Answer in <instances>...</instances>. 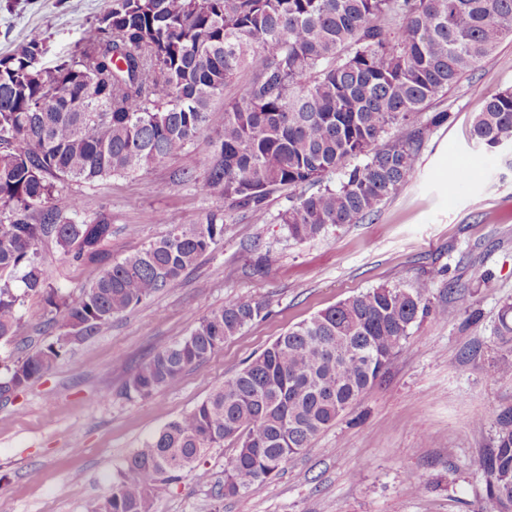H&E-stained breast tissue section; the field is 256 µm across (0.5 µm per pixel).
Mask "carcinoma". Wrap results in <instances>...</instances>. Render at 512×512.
Returning a JSON list of instances; mask_svg holds the SVG:
<instances>
[{
    "label": "carcinoma",
    "instance_id": "obj_1",
    "mask_svg": "<svg viewBox=\"0 0 512 512\" xmlns=\"http://www.w3.org/2000/svg\"><path fill=\"white\" fill-rule=\"evenodd\" d=\"M512 38V0H112L88 35L53 67L37 37L0 57V340L24 327L20 308L42 298L56 341L17 361L0 395L49 373L70 336H92L112 318L175 287L224 233L208 212L172 224L160 239L112 262L78 296L50 286L38 245L53 237L70 260L98 263L112 216L53 205L59 188L133 176L186 149L224 103L206 169L207 197L260 210L293 190L277 215L304 242L357 224L408 184L432 102ZM471 137L486 150L512 143V90L483 94ZM362 156L353 167L347 160ZM340 173L336 185L327 176ZM264 300L231 298L132 375L145 398L204 363L262 316ZM430 311L426 289L372 288L327 307L276 338L191 412L137 449L91 512H152L156 485L209 480L207 453L236 442L220 495L241 496L279 477L375 381ZM495 334L490 366L512 378V305ZM485 495L477 512H512V411L478 461Z\"/></svg>",
    "mask_w": 512,
    "mask_h": 512
}]
</instances>
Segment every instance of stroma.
I'll return each mask as SVG.
<instances>
[{
	"label": "stroma",
	"instance_id": "1",
	"mask_svg": "<svg viewBox=\"0 0 512 512\" xmlns=\"http://www.w3.org/2000/svg\"><path fill=\"white\" fill-rule=\"evenodd\" d=\"M111 6L0 0V56L37 35L47 46L41 65H54ZM505 89H512L511 39L434 101L450 117L427 134L410 183L369 219L302 244L276 219L284 193L270 194L256 212L229 207L181 181L188 156L137 176L65 186L57 207L111 213L113 259L212 210L224 213V235L177 287L71 340L52 371L0 398V512H90L137 448L289 328L356 293L413 284L427 288L429 314L278 479L220 496L228 441L207 455L209 483L159 484L153 512H476L485 492L477 461L493 444L498 416L512 409V378L488 372L499 354L498 314L512 302V144L490 152L469 131L482 92ZM160 185L166 193H157ZM38 249L47 283L62 293L78 294L101 270L69 260L53 240ZM268 251L275 263L259 266ZM231 298L264 300L268 314L173 386L146 399L127 395L139 365ZM21 313V337L0 341V383L26 352L56 336L40 298H28ZM417 481L422 490H414Z\"/></svg>",
	"mask_w": 512,
	"mask_h": 512
}]
</instances>
